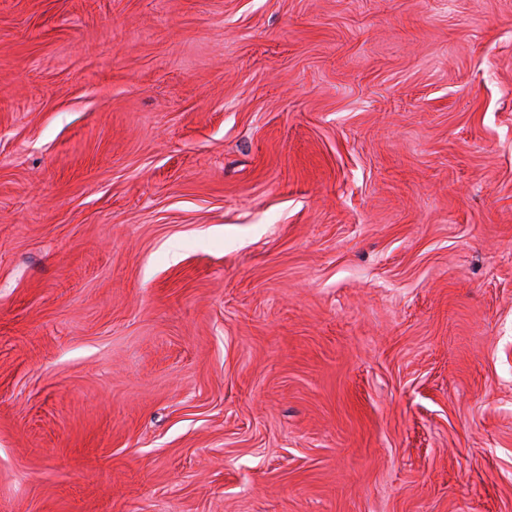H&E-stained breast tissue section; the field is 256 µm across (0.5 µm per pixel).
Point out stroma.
Segmentation results:
<instances>
[{
	"mask_svg": "<svg viewBox=\"0 0 512 512\" xmlns=\"http://www.w3.org/2000/svg\"><path fill=\"white\" fill-rule=\"evenodd\" d=\"M0 512H512V0H0Z\"/></svg>",
	"mask_w": 512,
	"mask_h": 512,
	"instance_id": "1",
	"label": "stroma"
}]
</instances>
